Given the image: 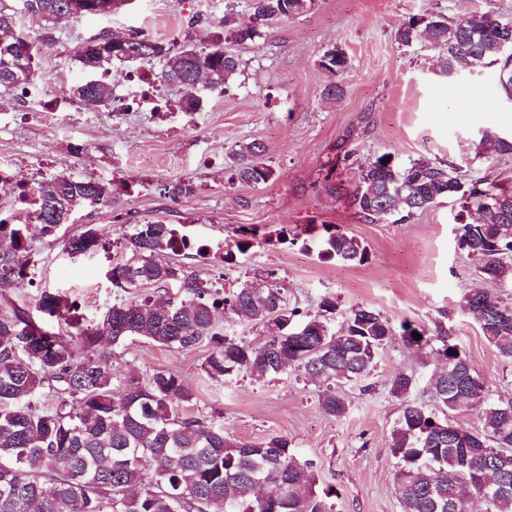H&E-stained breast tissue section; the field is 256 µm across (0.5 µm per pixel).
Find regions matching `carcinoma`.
I'll return each mask as SVG.
<instances>
[{
    "instance_id": "cac0c4a2",
    "label": "carcinoma",
    "mask_w": 512,
    "mask_h": 512,
    "mask_svg": "<svg viewBox=\"0 0 512 512\" xmlns=\"http://www.w3.org/2000/svg\"><path fill=\"white\" fill-rule=\"evenodd\" d=\"M69 0H0V28L15 26L20 12L46 22ZM316 0H247L240 17L224 15V28L213 45L186 44L174 52L164 43L135 34L126 41L100 38L99 48L78 55L88 78L74 87L86 106L112 104V87L99 70L120 64L157 61L160 76L178 86V105L199 110L202 97L196 76L205 71L211 89L227 88L241 64L226 44L243 45L262 37L276 21L311 11ZM397 43L439 51L440 68L463 63L479 74L494 71L503 99L512 100V23L490 15L465 27L441 13L412 15L396 30ZM37 51L28 35L0 42V87L26 88L37 78ZM347 57L337 46L326 49L319 66L330 75L346 69ZM265 146L256 141L225 154L230 183L258 185L274 170L264 162ZM382 154L360 166L358 181L348 188L331 183L327 191L345 196L364 219L402 222L444 198L458 206V248L484 279L512 273V200L509 222L495 214L477 224L464 217L490 192L512 195L509 186L480 181L452 163L413 159L383 162ZM109 190L92 181L58 175L36 186L38 233L52 236L56 227L85 206L104 201ZM25 230L0 220V241L11 248L0 256V282L24 281L19 240ZM173 225L161 220L130 224L123 234L126 261L112 268V286L126 292L151 283H173L179 295L165 302L150 297L115 302L89 324L69 323L71 331H52L23 309L0 310V512H335L332 488L316 489L313 463L300 461L290 440L271 436L260 442L236 441L224 432L221 415L190 411L194 390L183 377L159 370L146 380L119 379L112 371L116 350L135 339L191 351L211 346L205 373L224 381L242 372L257 380L293 370L317 375L322 384L319 405L332 418L347 414L348 403L337 392L345 383L365 380L377 366L380 351L395 336L414 351L436 353L448 361L446 374L431 380L434 405L410 399L413 374L390 380V394L401 401L389 449L398 460L395 480L402 512H470L484 503L485 512H512V400L492 403L486 381L443 331L432 335L408 321L395 328L382 314L366 307L345 313L340 328L330 321L339 313L336 299L323 297L311 314L288 308L287 288L272 280L262 290L248 281L221 290L182 267L161 260L170 250ZM259 229H241L226 245L221 262L231 265L257 243ZM103 229L90 225L72 236L66 250L80 256L102 245ZM317 257L343 265L363 264L368 249L356 238L327 230L319 241L302 240ZM482 312L484 337L505 359L512 360V304L482 288L466 295L462 309ZM74 304L59 293L41 295L37 311L50 318L73 317ZM237 316L260 326L266 340L253 345L221 334L215 314ZM419 333L421 338L413 337ZM55 403L39 408L33 400L44 385ZM478 411L479 427L448 424L461 405Z\"/></svg>"
}]
</instances>
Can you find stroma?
Listing matches in <instances>:
<instances>
[{
    "instance_id": "1",
    "label": "stroma",
    "mask_w": 512,
    "mask_h": 512,
    "mask_svg": "<svg viewBox=\"0 0 512 512\" xmlns=\"http://www.w3.org/2000/svg\"><path fill=\"white\" fill-rule=\"evenodd\" d=\"M244 7L245 0H126L107 15L55 23L25 14L16 27L39 40V60L54 62L39 81L43 94L68 100L85 76L72 47L102 33L132 30L159 40L178 31L202 46L225 13L239 14ZM424 13L455 20L489 14L512 22V0H317L311 12L276 22L256 43L237 47L241 64L231 87L201 89L203 105L191 131L146 110L84 106L75 121L33 119L35 105L26 94L1 88L0 161L18 162L26 174L50 154L55 164L41 170L43 178L92 179L112 192L102 204L77 210L54 236L38 240L34 284L0 288V309L35 312L47 291L67 296L75 317L89 323L119 300L167 298L169 290L160 284L130 293L114 288L111 243L85 256L68 255L66 241L87 224L105 227L111 242L120 238L126 220L174 224L186 212L205 217L212 240L223 243L242 226L263 234L285 226L300 235L299 244L256 245L228 268L190 255L169 253L165 259L210 280L245 275L262 282L267 271H275L289 305L305 313L332 296L344 310L364 306L396 325L408 320L431 332L449 330L485 378L490 401L512 400V361L488 343L475 316L461 310L467 292L480 287L512 303V280L478 278L457 246L454 200H441L407 222L371 223L326 190L334 182L353 184L362 163L385 153L399 160L450 161L491 182L512 181V153L490 152L480 143L487 129L512 134V108L501 103L492 76H439L434 52L396 42L399 23ZM334 45L344 50L348 66L332 77L318 60ZM332 79L345 89L341 99L323 96ZM255 140L267 148L273 178L229 185L226 152ZM79 144L88 147L81 156L74 153ZM179 181L199 189L165 196V185ZM329 227L361 241L367 262H324L302 247V240L321 238ZM209 352L206 345L181 351L140 339L118 349L113 369L143 379L157 369L177 371L196 391L195 412L221 413L235 438L288 437L297 457L315 464L319 488L336 489V512H401L397 461L389 450L401 405L389 394V381L397 372L413 373L412 399L430 402L437 355L390 341L364 383L341 386L349 410L333 419L318 404V383L292 373L262 381L242 373L218 382L203 370Z\"/></svg>"
}]
</instances>
